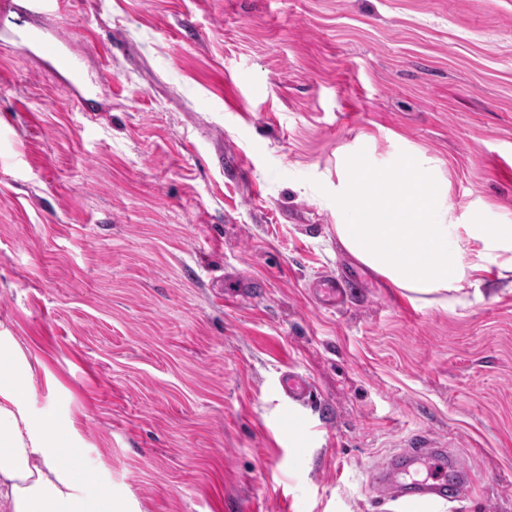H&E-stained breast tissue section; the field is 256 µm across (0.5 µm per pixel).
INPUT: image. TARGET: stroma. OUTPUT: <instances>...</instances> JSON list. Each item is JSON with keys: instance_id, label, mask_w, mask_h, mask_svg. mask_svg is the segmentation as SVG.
Instances as JSON below:
<instances>
[{"instance_id": "35a3bbf8", "label": "stroma", "mask_w": 512, "mask_h": 512, "mask_svg": "<svg viewBox=\"0 0 512 512\" xmlns=\"http://www.w3.org/2000/svg\"><path fill=\"white\" fill-rule=\"evenodd\" d=\"M0 20V326L122 512H400L414 433L512 512V275L448 310L336 238L343 157L424 151L512 226V0H70ZM78 57L91 90L22 40ZM355 283L338 311L306 289ZM312 404L285 402L283 372Z\"/></svg>"}]
</instances>
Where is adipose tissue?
I'll return each instance as SVG.
<instances>
[{
  "mask_svg": "<svg viewBox=\"0 0 512 512\" xmlns=\"http://www.w3.org/2000/svg\"><path fill=\"white\" fill-rule=\"evenodd\" d=\"M448 184L416 151L393 169L348 161L336 188V236L359 262L411 300L454 306L488 264L512 273V234L498 224L458 227ZM31 364L9 330H0V512H113L107 491L90 492L66 450L31 414Z\"/></svg>",
  "mask_w": 512,
  "mask_h": 512,
  "instance_id": "adipose-tissue-1",
  "label": "adipose tissue"
}]
</instances>
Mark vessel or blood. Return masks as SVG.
Returning a JSON list of instances; mask_svg holds the SVG:
<instances>
[{
    "label": "vessel or blood",
    "mask_w": 512,
    "mask_h": 512,
    "mask_svg": "<svg viewBox=\"0 0 512 512\" xmlns=\"http://www.w3.org/2000/svg\"><path fill=\"white\" fill-rule=\"evenodd\" d=\"M310 290L315 304L326 309L343 305L347 298L346 281L328 273L319 276ZM282 388L288 399L298 403L308 402L313 393L309 379L291 372L284 374ZM422 461L431 470V479L409 483L396 480L398 470ZM374 481L391 491L406 512H416L423 506L455 501L465 490L468 477L457 456L449 452L446 445L436 439L415 438L405 450L375 470Z\"/></svg>",
    "instance_id": "b4317fda"
}]
</instances>
